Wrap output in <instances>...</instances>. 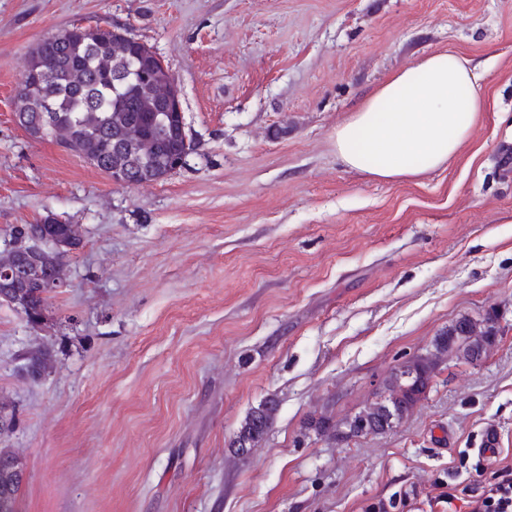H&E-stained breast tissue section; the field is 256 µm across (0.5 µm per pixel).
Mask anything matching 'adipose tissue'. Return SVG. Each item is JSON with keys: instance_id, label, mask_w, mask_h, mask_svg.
<instances>
[{"instance_id": "ef3b65f1", "label": "adipose tissue", "mask_w": 512, "mask_h": 512, "mask_svg": "<svg viewBox=\"0 0 512 512\" xmlns=\"http://www.w3.org/2000/svg\"><path fill=\"white\" fill-rule=\"evenodd\" d=\"M480 80L454 52L419 59L385 80L337 127V157L347 169L387 182L447 165L485 109Z\"/></svg>"}]
</instances>
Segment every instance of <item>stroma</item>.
I'll list each match as a JSON object with an SVG mask.
<instances>
[{"label":"stroma","mask_w":512,"mask_h":512,"mask_svg":"<svg viewBox=\"0 0 512 512\" xmlns=\"http://www.w3.org/2000/svg\"><path fill=\"white\" fill-rule=\"evenodd\" d=\"M96 23L180 87L196 149L164 180L113 184L18 126L31 48ZM448 49L485 75L462 149L411 180L345 168L337 127ZM49 215L82 229L67 288L37 326L0 301L20 512H466L449 491L512 466V0H0V249ZM490 309L486 356L442 364L393 431L304 432ZM271 397L266 440L235 455ZM277 411L276 401L269 398L261 402L258 407L252 409L244 417L231 445L236 448V453L243 455L260 445L271 430Z\"/></svg>","instance_id":"obj_1"}]
</instances>
